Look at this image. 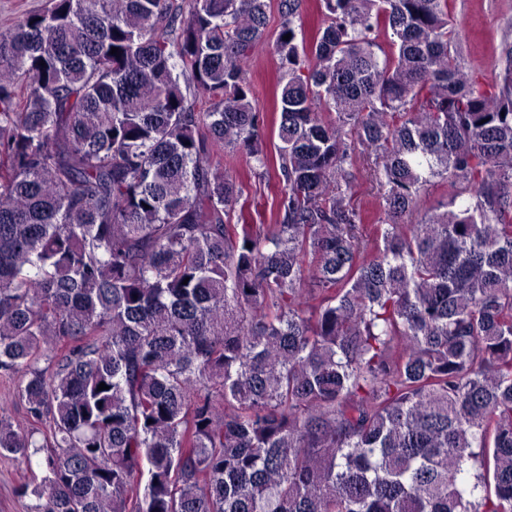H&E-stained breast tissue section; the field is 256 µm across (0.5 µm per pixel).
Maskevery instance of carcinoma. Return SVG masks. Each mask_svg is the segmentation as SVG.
I'll return each mask as SVG.
<instances>
[{"label":"carcinoma","mask_w":512,"mask_h":512,"mask_svg":"<svg viewBox=\"0 0 512 512\" xmlns=\"http://www.w3.org/2000/svg\"><path fill=\"white\" fill-rule=\"evenodd\" d=\"M302 2L273 118L246 69L271 0L0 29V371L30 423L0 408V456L39 458L30 512H512V50L489 84L449 0H318L310 33ZM226 152L275 175L273 223ZM352 203L367 211L372 220L380 216V206L375 183L371 181L369 171L360 166L356 171Z\"/></svg>","instance_id":"obj_1"}]
</instances>
